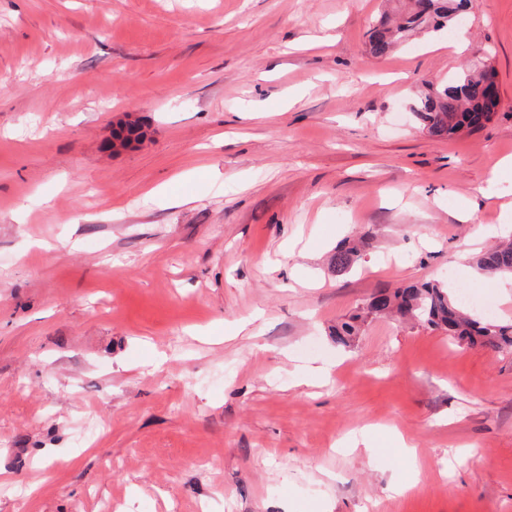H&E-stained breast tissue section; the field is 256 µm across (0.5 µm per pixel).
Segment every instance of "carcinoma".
Wrapping results in <instances>:
<instances>
[{
	"label": "carcinoma",
	"instance_id": "obj_1",
	"mask_svg": "<svg viewBox=\"0 0 512 512\" xmlns=\"http://www.w3.org/2000/svg\"><path fill=\"white\" fill-rule=\"evenodd\" d=\"M431 12L420 8V0H396L393 11H383L368 32L369 52L384 57L398 43L421 31H440L458 24L460 4L453 0H429ZM498 101L486 96L482 66L474 65L451 78L441 89L416 100L412 111L431 136L450 139L461 132L480 129L472 121L475 115L489 121ZM359 250L340 245L331 256L333 272L343 275L353 266ZM478 269L488 275L512 273V242L500 243L476 258ZM375 315L399 314L448 333L461 345L480 346L512 352V324L487 321L462 306L442 282H426L401 286L393 291H380L367 305ZM362 315L353 314L336 324L332 336L336 344L347 347L358 335Z\"/></svg>",
	"mask_w": 512,
	"mask_h": 512
}]
</instances>
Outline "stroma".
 <instances>
[{
  "label": "stroma",
  "instance_id": "35a3bbf8",
  "mask_svg": "<svg viewBox=\"0 0 512 512\" xmlns=\"http://www.w3.org/2000/svg\"><path fill=\"white\" fill-rule=\"evenodd\" d=\"M385 7L0 0V512H512V353L330 334L409 282L512 321L472 274L512 224V0L375 59ZM482 55L491 120L429 137L412 101ZM359 250L356 246L340 245L336 247L331 256L330 266L336 275H343L353 266L358 257ZM361 320V314H353L347 320L337 323L332 332L336 344L344 347L350 346L351 342L358 335Z\"/></svg>",
  "mask_w": 512,
  "mask_h": 512
}]
</instances>
